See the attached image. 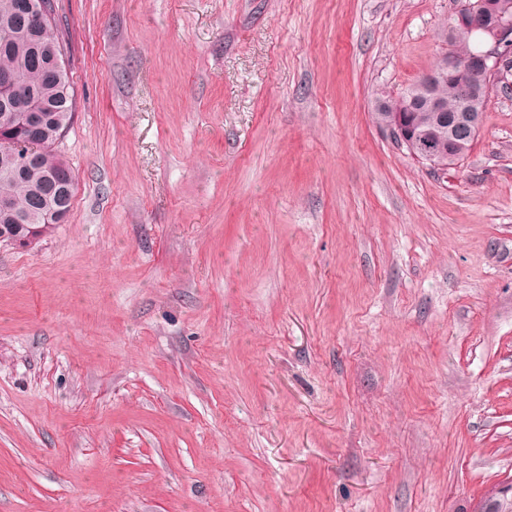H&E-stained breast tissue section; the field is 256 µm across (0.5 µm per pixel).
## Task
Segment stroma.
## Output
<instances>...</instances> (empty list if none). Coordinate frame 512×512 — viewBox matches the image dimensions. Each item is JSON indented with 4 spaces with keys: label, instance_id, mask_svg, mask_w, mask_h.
<instances>
[{
    "label": "stroma",
    "instance_id": "1",
    "mask_svg": "<svg viewBox=\"0 0 512 512\" xmlns=\"http://www.w3.org/2000/svg\"><path fill=\"white\" fill-rule=\"evenodd\" d=\"M460 0H54L69 219L0 245V512H472L512 482V88L372 119Z\"/></svg>",
    "mask_w": 512,
    "mask_h": 512
}]
</instances>
